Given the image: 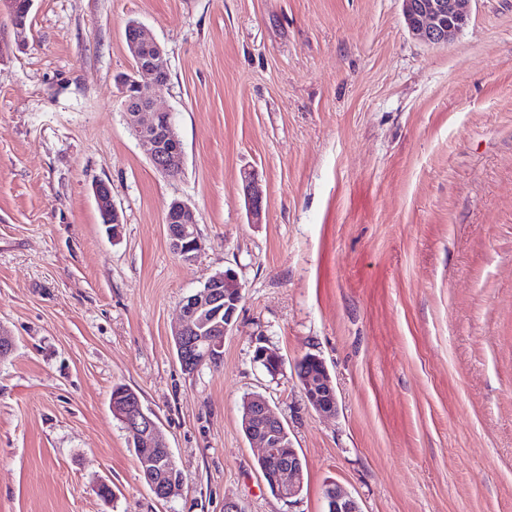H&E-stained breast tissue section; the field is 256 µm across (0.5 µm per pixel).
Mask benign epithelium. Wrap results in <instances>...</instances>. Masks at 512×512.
<instances>
[{
    "instance_id": "obj_1",
    "label": "benign epithelium",
    "mask_w": 512,
    "mask_h": 512,
    "mask_svg": "<svg viewBox=\"0 0 512 512\" xmlns=\"http://www.w3.org/2000/svg\"><path fill=\"white\" fill-rule=\"evenodd\" d=\"M34 0H25L23 12L16 11L14 0H5L7 11L14 27L23 32L27 16ZM471 0H403L406 23L416 39L431 45L448 42L451 35L461 30L468 19ZM127 29L139 35L128 40L129 51L137 65L132 76L121 79L123 108L127 122L138 137L149 146L150 160L154 168L168 176L177 175L182 168L184 150L179 139L172 113L154 108L153 95L146 94L143 81L147 80L154 95L163 92L169 74L167 61L161 46L150 38L144 28L130 22ZM247 209L251 218L257 220L262 211V195L256 186L255 175L250 171L242 174ZM99 212L112 230L119 227L118 213L112 201L109 187L100 182L93 187ZM173 253L181 260H195L202 249L197 231L194 209L186 202H172L164 216ZM243 286L232 269L212 275L206 287L185 298L188 306L182 309L183 323L175 334V343L191 352V359L182 360V369L195 372L205 362H218L223 356L224 342L219 337L226 335L232 325L242 300ZM277 352L263 348L255 352V360L263 364L270 375L276 376L281 367H273ZM305 396L313 408L322 415H334L338 411V399L326 364L315 357L309 360L302 373ZM117 417L132 435V444L141 449L142 466L148 472H159L173 462L171 451L158 457L152 452L159 436V426L154 418L146 414L137 395H132L124 404L114 408ZM253 426L250 440L261 448V458L273 464L274 486L278 497L290 499L300 493L303 463L294 448L278 451L282 444V421L272 415L264 397L254 398ZM325 512H360L356 500L346 495L336 483L330 482L325 490Z\"/></svg>"
}]
</instances>
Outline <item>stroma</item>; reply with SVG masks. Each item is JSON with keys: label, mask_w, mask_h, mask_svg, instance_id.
Here are the masks:
<instances>
[{"label": "stroma", "mask_w": 512, "mask_h": 512, "mask_svg": "<svg viewBox=\"0 0 512 512\" xmlns=\"http://www.w3.org/2000/svg\"><path fill=\"white\" fill-rule=\"evenodd\" d=\"M131 20L168 62L175 177L124 117ZM176 200L197 215L190 263ZM227 268L243 299L223 358L186 375L183 300ZM0 327V512H324L332 481L361 512H512V0H472L438 47L402 0H34L22 36L0 6ZM307 354L336 415L305 397ZM117 384L153 412L178 496L146 486ZM251 393L302 458L296 497L261 478ZM242 182L246 197L247 209L251 218L258 223L259 216L262 211V195L256 186L255 175L250 171H244L242 174ZM93 192L98 210L103 215L100 214L103 224H112V233H115L119 227V219L109 187L100 182L93 187ZM173 253L182 261L195 260L202 249L194 209L186 202L173 201L164 216ZM308 356H303L296 364V374L303 389L305 385L304 393L307 401L318 413L334 415L338 411V399L330 373L326 364L317 357L311 358L306 369L301 373Z\"/></svg>", "instance_id": "stroma-1"}]
</instances>
